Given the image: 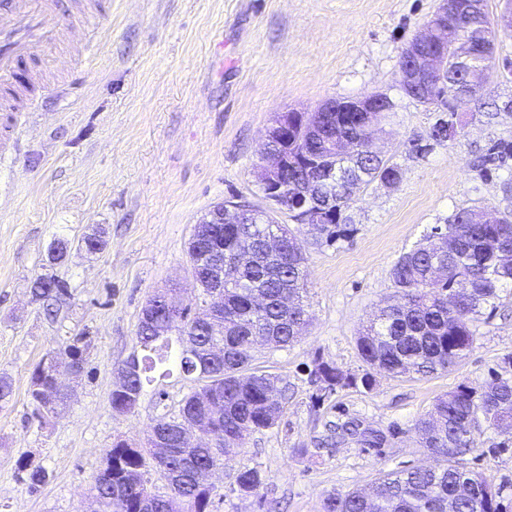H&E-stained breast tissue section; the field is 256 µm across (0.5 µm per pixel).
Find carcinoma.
<instances>
[{"instance_id":"carcinoma-1","label":"carcinoma","mask_w":512,"mask_h":512,"mask_svg":"<svg viewBox=\"0 0 512 512\" xmlns=\"http://www.w3.org/2000/svg\"><path fill=\"white\" fill-rule=\"evenodd\" d=\"M480 2L470 26L450 27L445 38L450 47L458 41L470 42L478 65L483 66L481 40L489 21L486 0ZM452 66L450 50L447 65L434 76L429 94L417 100L437 111L444 106L459 109L453 135H448V127L433 125L430 137L439 142L460 136L464 111L473 100L469 96L454 104L441 99L448 82L464 81L460 73L448 75ZM396 112L394 103L386 112H328L318 132L309 131L299 113H288V133L275 146L285 159L283 184L303 185L313 179L318 184L312 190L314 208L330 204L326 223L305 225L312 244L331 245L344 235V213L357 185L376 180L386 187L399 184L397 164L372 147L373 129L392 121ZM509 161L512 142L507 140L495 142L484 156L486 164ZM207 231L206 246L224 251L222 301H210L211 289L206 287L195 306L176 308L177 352L169 336L138 324L136 338L143 355L127 386L111 394L112 409L129 412L155 377H168L175 370L185 376L204 374L199 389L183 399L178 416L158 419L167 439L165 491L142 497L144 473L154 463L151 449L118 439L106 451L90 489L89 497L99 503L97 512H143L146 501L151 512H212L215 490L199 485L195 475L214 466L217 449L202 440L181 442L179 428L197 423L204 432L221 431L224 442L240 447L248 435L276 425L285 410L279 378L255 367L254 361L257 348H286L309 324L303 242L288 225L265 211L248 224H209ZM270 236L280 238L278 248L265 244ZM72 245L64 235L54 237L49 261L64 260ZM391 282L398 300L385 302L357 337V350L368 370L358 376L316 362L311 371L320 391L316 401L339 388L360 387L370 392L378 372L391 377H427L446 372L465 358L476 343L473 321L486 311L494 312L500 292L512 286V211L491 220L481 208L455 212L446 224L432 228L398 258ZM30 293L48 317L57 315L70 296L66 284L52 276L37 277ZM207 312L210 319L199 320L198 315ZM55 355L62 365L84 364L88 347L76 339ZM502 363L503 373L494 374L484 384H459L417 421L415 430L422 447L444 464L387 473L369 493H333L326 499L325 512H448L450 500L456 512H503L500 490L480 474L451 464L475 451L474 433L482 423L501 437L496 447H512V355L503 357ZM50 384L51 375L41 361L31 371L29 395L47 413L63 401L61 397L54 401L38 397V388ZM340 430V436L358 435L373 447L386 442L380 430L361 431L354 424ZM18 468L31 489L47 481L41 466L22 459ZM263 484L264 476L255 467L245 466L235 477L241 494H255Z\"/></svg>"}]
</instances>
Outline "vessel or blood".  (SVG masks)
I'll return each instance as SVG.
<instances>
[{
	"label": "vessel or blood",
	"instance_id": "vessel-or-blood-1",
	"mask_svg": "<svg viewBox=\"0 0 512 512\" xmlns=\"http://www.w3.org/2000/svg\"><path fill=\"white\" fill-rule=\"evenodd\" d=\"M63 27L56 0H0V82L21 60L57 41Z\"/></svg>",
	"mask_w": 512,
	"mask_h": 512
}]
</instances>
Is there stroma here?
<instances>
[{"mask_svg": "<svg viewBox=\"0 0 512 512\" xmlns=\"http://www.w3.org/2000/svg\"><path fill=\"white\" fill-rule=\"evenodd\" d=\"M440 0H94L99 27L37 50L11 86L31 89L35 112L0 110L17 146L0 161V375L13 395L0 402V512H82L103 453L115 438L146 443L153 424L177 415L193 382L172 376L147 386L130 412L113 411L115 371L139 352L136 329L147 299L175 287L195 304L187 249L194 227L217 203L266 207L257 183L264 134L282 112H313L330 100L384 94L398 106L375 145L400 168V182L360 185L345 211L350 234L306 245L311 324L293 346L262 348L256 364L278 375L287 405L274 427L230 449L213 512H324L331 493L367 489L379 476L433 465L415 423L460 383L488 381L512 354V288L491 317L476 321L474 350L448 372L421 380L378 376L375 390H337L323 405L310 372L318 361L351 373L363 323L393 295L390 270L456 211L512 210V166L483 175L478 158L512 140V31L496 38V65L456 140L436 142L437 112L406 97L400 59ZM97 47L83 67L77 43ZM496 112L494 120L478 107ZM417 142L419 151L409 149ZM98 228L95 255L72 249L48 260L54 235L77 240ZM41 275L64 280L71 296L49 318L30 295ZM88 343L81 376L57 414L41 415L29 374L77 336ZM356 420L389 434L381 448L328 444L336 423ZM492 430L475 435L461 467L500 487L512 506V447ZM42 466L47 482L29 490L18 460ZM266 477L257 494L235 489L242 467Z\"/></svg>", "mask_w": 512, "mask_h": 512, "instance_id": "1", "label": "stroma"}]
</instances>
